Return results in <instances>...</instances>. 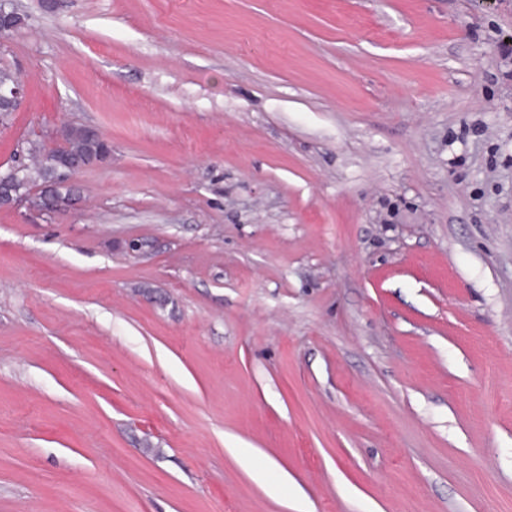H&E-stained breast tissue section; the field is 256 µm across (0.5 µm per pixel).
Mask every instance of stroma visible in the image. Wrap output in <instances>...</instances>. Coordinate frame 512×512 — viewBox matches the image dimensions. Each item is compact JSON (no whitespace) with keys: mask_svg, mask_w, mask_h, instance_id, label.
<instances>
[{"mask_svg":"<svg viewBox=\"0 0 512 512\" xmlns=\"http://www.w3.org/2000/svg\"><path fill=\"white\" fill-rule=\"evenodd\" d=\"M0 512H512V0H14ZM110 143V142H109ZM111 144V143H110ZM110 147L104 143L102 136L92 131L91 127L70 126L63 145L55 149L46 150L39 145L33 144L29 151L34 159L33 166L26 168L28 186L30 189L53 182L56 175L59 178H69L78 171V166L73 162H61L57 174L52 170L46 161L49 158L59 156L67 159H80L86 167L98 164L102 160L103 153H107ZM53 191L52 184L41 187V192L48 196ZM25 165L12 166L4 172H0V206L17 208L19 206H28V192H20L17 189V183Z\"/></svg>","mask_w":512,"mask_h":512,"instance_id":"obj_1","label":"stroma"}]
</instances>
